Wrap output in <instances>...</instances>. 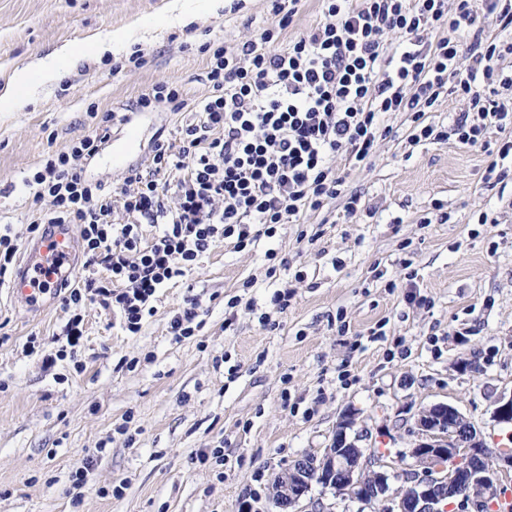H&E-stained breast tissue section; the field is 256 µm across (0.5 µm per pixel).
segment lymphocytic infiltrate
Segmentation results:
<instances>
[{"mask_svg":"<svg viewBox=\"0 0 512 512\" xmlns=\"http://www.w3.org/2000/svg\"><path fill=\"white\" fill-rule=\"evenodd\" d=\"M323 19L288 46L284 31L299 0H274L275 20L241 46L204 45L211 93L189 98L180 86L154 85L139 107L192 113L178 143H158L148 171L130 170L118 192L87 181L83 167L109 136L101 118L67 150L50 152L24 180L34 207L28 230L75 224L85 244V276L62 298L69 346L84 335L80 309L98 303L137 332L159 288L193 273L217 242L257 241L252 227L319 212L343 184L334 166L364 164L391 133L384 117L409 113L412 141L453 139L512 156V140L491 144L489 128L512 125L501 100L512 91V0H321ZM490 21L476 22L477 16ZM468 30L470 63L460 67L455 33ZM399 32L390 55L382 37ZM439 32L437 42L424 40ZM466 100L445 129L427 123L441 94ZM50 210H43V200ZM151 239H144V226Z\"/></svg>","mask_w":512,"mask_h":512,"instance_id":"1","label":"lymphocytic infiltrate"}]
</instances>
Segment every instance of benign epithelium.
Masks as SVG:
<instances>
[{
    "mask_svg": "<svg viewBox=\"0 0 512 512\" xmlns=\"http://www.w3.org/2000/svg\"><path fill=\"white\" fill-rule=\"evenodd\" d=\"M416 425L420 440L410 451L415 468L406 478L404 493L389 498L386 512H441V502L450 498L477 512L497 497L495 472L479 465L488 450L457 408L433 405L418 415ZM353 426V416L345 414L329 447L319 455L300 457L289 478L272 486V499L281 512H293L306 501L315 482L363 504L386 498L392 474L384 464L365 474L371 461L356 440L348 438Z\"/></svg>",
    "mask_w": 512,
    "mask_h": 512,
    "instance_id": "7a95c632",
    "label": "benign epithelium"
}]
</instances>
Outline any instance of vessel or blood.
Listing matches in <instances>:
<instances>
[{
  "mask_svg": "<svg viewBox=\"0 0 512 512\" xmlns=\"http://www.w3.org/2000/svg\"><path fill=\"white\" fill-rule=\"evenodd\" d=\"M26 258L13 282L16 296L37 301L60 288L79 259V243L71 225H55L45 237L29 242Z\"/></svg>",
  "mask_w": 512,
  "mask_h": 512,
  "instance_id": "vessel-or-blood-1",
  "label": "vessel or blood"
}]
</instances>
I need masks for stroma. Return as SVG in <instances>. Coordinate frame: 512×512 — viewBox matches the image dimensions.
<instances>
[{
    "mask_svg": "<svg viewBox=\"0 0 512 512\" xmlns=\"http://www.w3.org/2000/svg\"><path fill=\"white\" fill-rule=\"evenodd\" d=\"M204 4L0 0V90L35 57L65 42L75 50L56 81L35 82L14 110H0V219L21 241L32 206L24 177L84 134L90 107L122 119L84 175L120 189L189 118L139 109V97L168 81L204 98L200 45L242 44L273 20L271 0H228L216 13ZM121 28L132 43L88 56L93 39ZM137 51L139 67L128 62ZM388 123L365 167L336 159L344 184L323 212L243 250L217 243L191 283L157 290L138 333L85 304L74 359L47 367L68 312L0 287V512H278L273 479L328 447L348 412L359 447L390 449L394 491L414 467L418 415L432 405L455 406L492 452L512 446V426L494 416L512 396V180L486 181L493 158L482 146L413 145L408 114ZM130 125L139 137L129 146ZM279 291L290 294L287 308L273 303ZM192 297L202 327L175 341L169 321ZM31 336L40 342L32 353ZM216 448L223 462L208 458Z\"/></svg>",
    "mask_w": 512,
    "mask_h": 512,
    "instance_id": "obj_1",
    "label": "stroma"
}]
</instances>
